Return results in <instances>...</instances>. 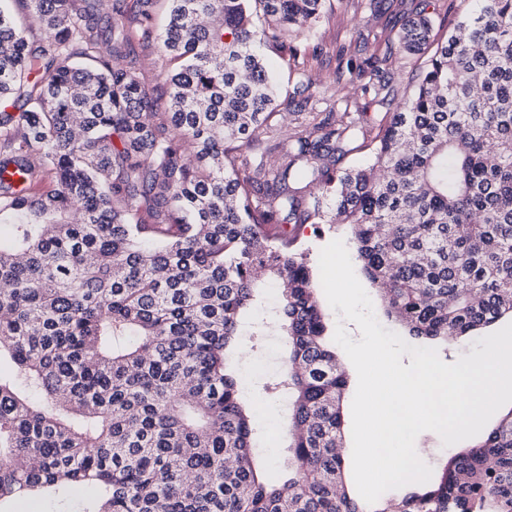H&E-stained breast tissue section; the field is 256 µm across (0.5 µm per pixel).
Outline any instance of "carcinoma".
Instances as JSON below:
<instances>
[{"label":"carcinoma","instance_id":"obj_1","mask_svg":"<svg viewBox=\"0 0 512 512\" xmlns=\"http://www.w3.org/2000/svg\"><path fill=\"white\" fill-rule=\"evenodd\" d=\"M158 2L30 0L37 38L0 8V506L86 485L79 512H512V410L434 479L372 505L350 491L346 371L285 229L347 225L422 347L512 315V0L441 39L419 5L370 0L388 20L361 57L338 50L337 81L379 92L392 58L425 59L371 126L316 111L325 0H166L162 27ZM137 43L158 46L152 88ZM258 45L297 75L289 133ZM246 327L288 344L262 384L288 395L286 478L255 467L230 364Z\"/></svg>","mask_w":512,"mask_h":512}]
</instances>
